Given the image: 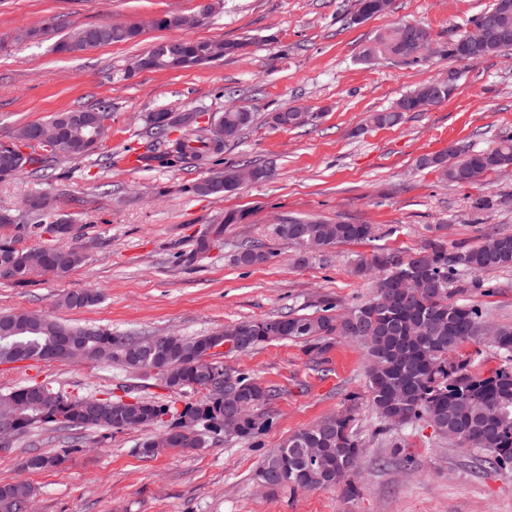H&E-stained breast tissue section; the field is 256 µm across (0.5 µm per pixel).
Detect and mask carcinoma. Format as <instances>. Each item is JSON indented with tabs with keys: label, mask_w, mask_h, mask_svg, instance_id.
<instances>
[{
	"label": "carcinoma",
	"mask_w": 512,
	"mask_h": 512,
	"mask_svg": "<svg viewBox=\"0 0 512 512\" xmlns=\"http://www.w3.org/2000/svg\"><path fill=\"white\" fill-rule=\"evenodd\" d=\"M390 0H359L351 22L360 24L385 13ZM482 19L509 20L507 38L480 45L475 50L459 43L464 30ZM140 32L126 22H103L80 26L55 43V50L78 53L103 45L132 42ZM433 33L426 27L402 37L394 27L376 34L360 51L357 63L370 65L379 59L406 67L425 65L431 57ZM251 39L214 41L180 40L181 58L174 62L166 42L160 41L136 58L147 70H188L226 56L240 54ZM512 47V0H493L487 8L471 16L448 35L441 55L453 62L476 61ZM434 81L425 82L401 96L390 108L376 112L371 122L378 127L399 125L409 112L426 110L424 93ZM167 111L150 112L147 123L158 135L153 147L137 156V162L162 167L186 160L202 161L220 154L224 147L239 139L243 130L256 121L254 113L225 109L213 115L224 124V141L218 142L210 131L196 123L177 125L165 121ZM311 114L299 107L273 112L267 123L273 128L290 129L306 124ZM186 131L169 139L172 129ZM88 129L73 127L56 149L47 152L40 145L30 146L14 175L48 169L49 163L61 159H80L92 149L84 142ZM512 165V136H504L493 146L476 149L458 145L452 153L421 156L416 165L437 173L441 181L452 185H472L475 175L485 179L505 165ZM252 170L256 180L271 175L269 169L249 162L230 164L208 179V185L195 189L205 195L221 194L238 188V175ZM55 211L47 196L38 197L30 212L37 221L20 227L16 237L0 239V259L15 267L14 280L27 282L24 262L28 251L20 247L21 239L39 237L47 232V223ZM247 210L229 211L224 222L211 233L224 235V225L248 222ZM275 234L298 246L304 256L320 253L328 247L368 239L372 225L331 222L320 219L289 218L276 225ZM45 258L51 274L64 277L80 266L84 253L75 246H45ZM270 253L258 244H245L236 255L237 263L251 266L266 262ZM512 267V234L493 232L467 248L448 250L443 241L434 239L412 255L382 249L358 264L356 271L371 280L373 296L368 301L337 312L336 304L321 301L318 311L310 315L290 313L234 326L250 338L249 348L273 341L292 340L302 343L305 351L322 358L338 338L352 340L365 351L368 359L366 393L380 418L379 435L387 426L413 428L421 421L457 447L479 454V465L487 468L512 467V324L496 328V336H486L488 313L475 304L470 295L493 293L490 282L481 275ZM408 280L423 285L417 293L405 294L402 284ZM99 293L83 291L60 296L58 304L71 310L95 306ZM136 336H120L110 330L79 327L63 323L45 312L0 314V364L11 363L20 355L58 361L57 349L67 342L65 360L92 358L116 363L131 371L156 374L174 390L190 388L203 394L197 405L178 409L173 404H157L137 398L124 405L121 398L77 396L62 393L47 384L30 383L7 394H0V419L13 424L14 436L28 433L38 424H58L65 430L90 428L142 430L163 417L172 419L169 431L174 436L165 442L158 436L146 437L139 444V454L152 458L165 450L205 447L201 431L218 434L223 430L224 413L234 401L240 409L237 437L253 441L272 424V417L261 411L278 396L275 389L261 386L246 373H224L216 360L200 362L199 353L207 355L222 345L219 333L194 338L161 336L156 349L133 358L129 348ZM488 343L502 357V364L488 375L471 371V359L458 356L463 345ZM365 453L355 425L354 407L329 416L319 423L289 436L259 471L260 481L272 487L313 490L345 484L349 499L361 494L352 475ZM61 458L47 454L28 457L24 467L38 472L56 467ZM32 489L25 482L0 484V512H32Z\"/></svg>",
	"instance_id": "cac0c4a2"
}]
</instances>
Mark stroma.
I'll return each instance as SVG.
<instances>
[{"mask_svg":"<svg viewBox=\"0 0 512 512\" xmlns=\"http://www.w3.org/2000/svg\"><path fill=\"white\" fill-rule=\"evenodd\" d=\"M198 0H0V142L17 129L66 110L112 104L108 135L96 151L61 160L47 174L0 181V209L22 222L27 198L49 194L70 218V243L85 246L84 263L67 276H34L21 286L0 279V313L46 311L57 318L132 336H199L242 321L289 311L314 312L330 298L347 308L369 299L372 288L353 268L359 259L387 249L412 252L440 238L449 248L477 243L485 229L512 233V172L490 174L481 184L440 183L417 159L447 150L449 143L481 149L512 136V50L458 63L455 94L424 112L408 113L396 127L371 125L418 85L439 78L449 62L434 57L410 68L357 64L356 55L375 32L404 22L430 29L440 41L460 18L490 0H392L384 14L350 23L356 0H224L191 30L144 32L139 41L76 53L52 49L51 34L106 21L195 13ZM255 37L247 54L188 71L124 72L133 59L161 40ZM249 105L254 125L220 156L175 167L134 164L130 148L152 138L150 112L192 107L216 113ZM288 107L311 112L307 125L276 129L269 113ZM271 168L269 178L220 196L194 186L240 160ZM492 199L478 211L475 197ZM251 210L246 224H224L225 211ZM369 224L371 239L344 243L298 263L295 248L272 227L288 217ZM223 224L224 238L197 258L189 253L206 225ZM262 242L272 258L242 266L240 246ZM495 290L474 295L491 322H512V269L490 274ZM92 289L94 307H56L59 295ZM225 367L278 389L265 408L271 427L257 442L206 435L197 450L146 459L138 445L148 432L85 431L73 448L63 433L42 425L0 450V483L23 481L34 490L35 512H512V468L478 470L473 455L455 447L425 422L376 436L380 420L360 401L357 423L366 452L357 479L361 494L347 500L342 487L308 491L261 486L256 473L290 435L343 410L349 394L363 391L367 361L353 342L338 340L323 362H313L298 342L273 341L222 356ZM49 382L72 396L112 391L176 407L198 404L201 393L173 390L156 376L117 364L90 361L0 365V392ZM414 458L391 461L392 440ZM63 456L51 471L33 472L30 453ZM386 465H379V458Z\"/></svg>","mask_w":512,"mask_h":512,"instance_id":"1","label":"stroma"}]
</instances>
